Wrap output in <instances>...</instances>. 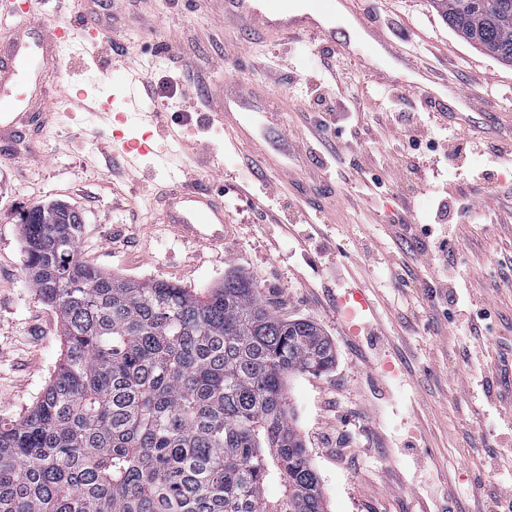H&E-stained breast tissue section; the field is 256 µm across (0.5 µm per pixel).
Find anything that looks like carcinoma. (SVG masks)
<instances>
[{"instance_id":"1","label":"carcinoma","mask_w":512,"mask_h":512,"mask_svg":"<svg viewBox=\"0 0 512 512\" xmlns=\"http://www.w3.org/2000/svg\"><path fill=\"white\" fill-rule=\"evenodd\" d=\"M435 2L512 64V0ZM82 233L64 203L22 217L24 267L64 348L28 414L0 421V512H327L287 388L336 364L319 326L280 317L238 273L203 293L112 276L78 258Z\"/></svg>"}]
</instances>
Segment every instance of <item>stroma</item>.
<instances>
[{"label":"stroma","instance_id":"1","mask_svg":"<svg viewBox=\"0 0 512 512\" xmlns=\"http://www.w3.org/2000/svg\"><path fill=\"white\" fill-rule=\"evenodd\" d=\"M360 8L387 29L399 52L394 58L380 51L364 63L345 57L360 78L364 112L393 111L388 89L409 79L406 59L420 67L447 63L450 77L434 87L436 97L451 99L456 87L478 99L470 127L449 128L458 151L421 159L429 193L410 209L403 177L374 187L370 169L343 151L336 134L314 145L319 157L336 151L330 179L302 188L259 177L209 117L201 90L234 76L265 103L284 105L290 135L301 137L304 100L327 82L310 39L225 30L220 0H141L115 39L151 48L141 67L161 87L155 105L166 125L159 129L137 117L146 101H126V78L108 67L107 43L91 55H61L59 76L36 100L21 141L0 135V420L31 410L61 355L56 312L24 269L20 226L33 204L60 200L83 214L80 258L106 273L200 292L238 271L279 316L320 325L336 364L319 376H293L288 395L328 512H474L479 486L512 496V460L489 459L512 446V286L493 297L483 288L500 280L503 259L512 257V226L460 218L448 292L434 297L422 287L433 268L410 262L392 231L438 223L440 196L476 204L486 188L512 199V157L492 150L512 144V127L499 120L512 110V65L458 37L432 0H362ZM66 93L125 113V139L150 138L153 153L128 170L110 156L109 129L92 115L78 121L54 108L52 98ZM189 171L224 200L232 222L224 243L184 241L163 221L164 195L180 189ZM481 172L485 186L471 184V174ZM381 251L408 260L419 288L381 275ZM351 288L364 289L373 308L349 320L336 298ZM486 306L494 312L490 329L459 334ZM470 374L477 386L459 385Z\"/></svg>","mask_w":512,"mask_h":512}]
</instances>
